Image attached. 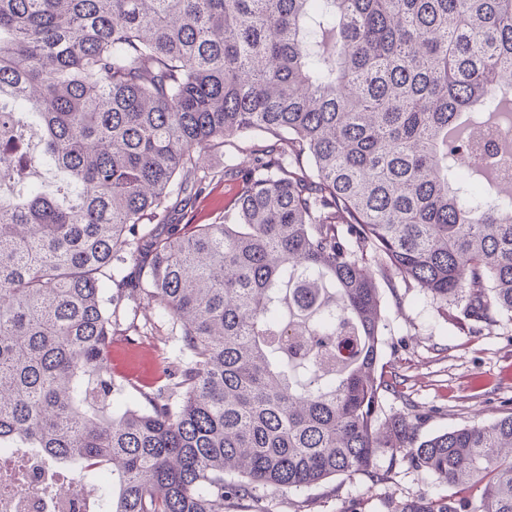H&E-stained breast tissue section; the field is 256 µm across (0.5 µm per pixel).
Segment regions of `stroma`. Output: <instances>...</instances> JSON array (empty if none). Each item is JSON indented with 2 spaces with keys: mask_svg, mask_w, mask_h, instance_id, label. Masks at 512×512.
<instances>
[{
  "mask_svg": "<svg viewBox=\"0 0 512 512\" xmlns=\"http://www.w3.org/2000/svg\"><path fill=\"white\" fill-rule=\"evenodd\" d=\"M259 138L243 135L224 148L203 152L200 170L208 174L203 191L184 209H173L175 224H209L234 198L238 184L223 179L226 156L246 168ZM386 329L379 350L380 371L404 380L401 392L382 397L379 420L402 416L417 421L419 439L463 426L481 425L512 411V316L496 315L475 332L448 326L432 298L414 283L394 277L382 286ZM177 338L143 300L124 301L116 312L112 368L117 383L163 385L172 369ZM383 476H338L304 488L272 492L256 489L254 498L228 499L224 512H399L411 499H437L451 485L409 462L391 463L386 452L371 465Z\"/></svg>",
  "mask_w": 512,
  "mask_h": 512,
  "instance_id": "35a3bbf8",
  "label": "stroma"
}]
</instances>
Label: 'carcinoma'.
<instances>
[{
	"instance_id": "carcinoma-1",
	"label": "carcinoma",
	"mask_w": 512,
	"mask_h": 512,
	"mask_svg": "<svg viewBox=\"0 0 512 512\" xmlns=\"http://www.w3.org/2000/svg\"><path fill=\"white\" fill-rule=\"evenodd\" d=\"M511 125L512 0H0V448L102 464L107 512H224L382 449L478 492L400 512H512V412L380 432L376 371L380 280L460 330L512 314V178L460 165ZM246 133L223 220L139 230ZM137 297L180 365L143 410L111 362Z\"/></svg>"
}]
</instances>
